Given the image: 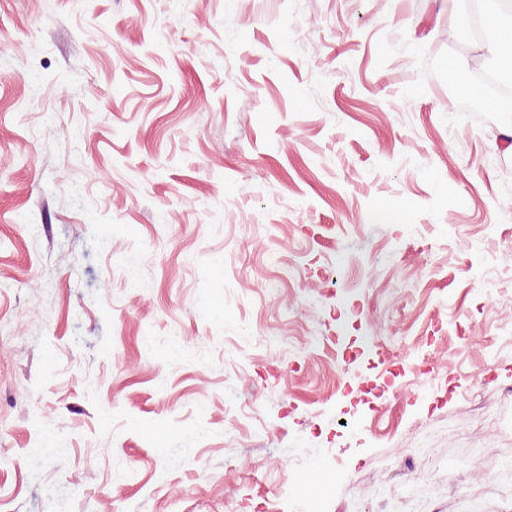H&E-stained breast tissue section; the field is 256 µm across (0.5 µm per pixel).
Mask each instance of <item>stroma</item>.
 I'll return each mask as SVG.
<instances>
[{
	"label": "stroma",
	"instance_id": "obj_1",
	"mask_svg": "<svg viewBox=\"0 0 512 512\" xmlns=\"http://www.w3.org/2000/svg\"><path fill=\"white\" fill-rule=\"evenodd\" d=\"M467 24L0 0V512H310L298 455L320 512H512V112ZM486 62L499 74L491 68L475 70L474 78L489 90V93L481 97V107L485 112H499L508 99L512 98V83L509 85L508 82L512 80V61L505 63L489 48Z\"/></svg>",
	"mask_w": 512,
	"mask_h": 512
}]
</instances>
